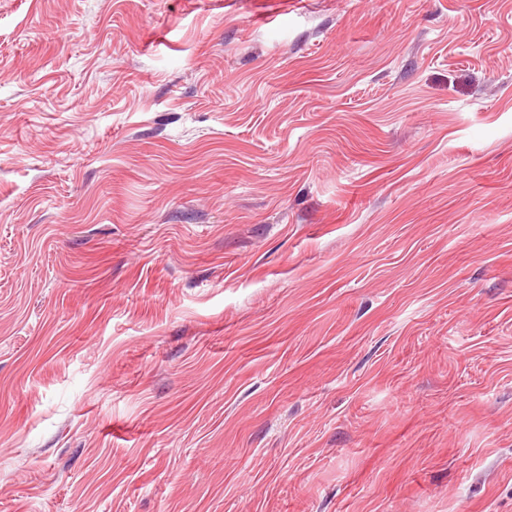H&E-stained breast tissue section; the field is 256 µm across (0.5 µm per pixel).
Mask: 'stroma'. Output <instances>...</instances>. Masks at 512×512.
<instances>
[{
    "mask_svg": "<svg viewBox=\"0 0 512 512\" xmlns=\"http://www.w3.org/2000/svg\"><path fill=\"white\" fill-rule=\"evenodd\" d=\"M0 512H512V0H0Z\"/></svg>",
    "mask_w": 512,
    "mask_h": 512,
    "instance_id": "1",
    "label": "stroma"
}]
</instances>
